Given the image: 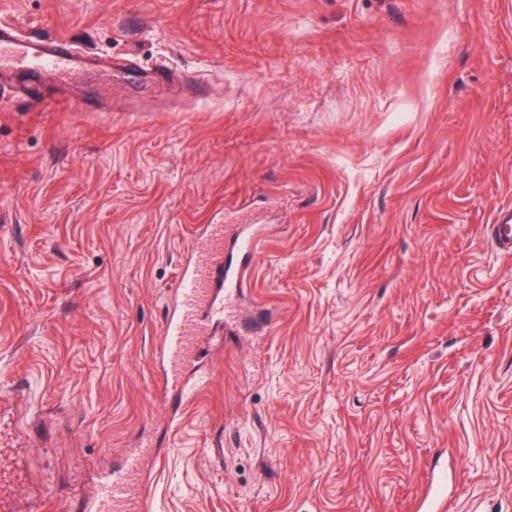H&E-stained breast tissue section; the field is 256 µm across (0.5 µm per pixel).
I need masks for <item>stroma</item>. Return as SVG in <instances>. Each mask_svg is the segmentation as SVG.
I'll return each instance as SVG.
<instances>
[{
  "instance_id": "stroma-1",
  "label": "stroma",
  "mask_w": 512,
  "mask_h": 512,
  "mask_svg": "<svg viewBox=\"0 0 512 512\" xmlns=\"http://www.w3.org/2000/svg\"><path fill=\"white\" fill-rule=\"evenodd\" d=\"M99 62L0 97V512L160 450L153 512H512V0H0ZM170 76L160 78L158 64ZM92 99L93 112L75 111ZM266 226L179 420L195 228ZM492 238L500 246L512 249V209H502L494 218ZM445 488V479L440 475L436 480L432 477L428 483L421 489L416 498L417 512H451L453 510V501Z\"/></svg>"
}]
</instances>
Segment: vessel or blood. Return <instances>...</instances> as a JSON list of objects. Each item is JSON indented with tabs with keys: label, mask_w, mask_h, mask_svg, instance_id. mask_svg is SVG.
Instances as JSON below:
<instances>
[{
	"label": "vessel or blood",
	"mask_w": 512,
	"mask_h": 512,
	"mask_svg": "<svg viewBox=\"0 0 512 512\" xmlns=\"http://www.w3.org/2000/svg\"><path fill=\"white\" fill-rule=\"evenodd\" d=\"M84 56L65 37L34 43L18 25L0 20V81L17 72L45 74L68 83L81 71ZM262 232L252 224H203L181 267V286L169 306L162 349L164 405L180 416L184 397L197 374L193 349L214 321L230 319L243 285L241 268L255 257ZM492 237L512 249V209L498 212ZM153 484L143 456L128 454L121 470L106 473L93 499L72 504V512H150ZM444 479H432L416 498V512H452Z\"/></svg>",
	"instance_id": "b4317fda"
}]
</instances>
